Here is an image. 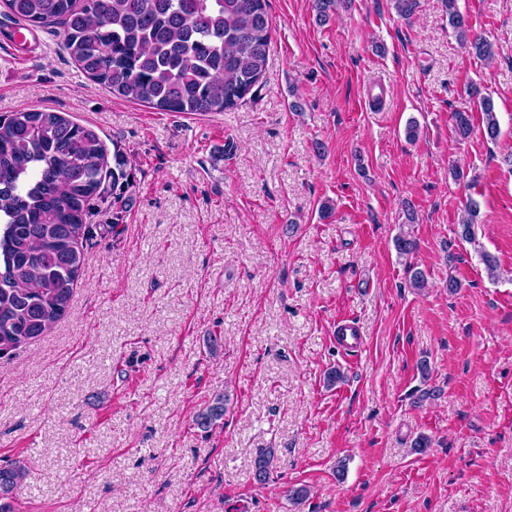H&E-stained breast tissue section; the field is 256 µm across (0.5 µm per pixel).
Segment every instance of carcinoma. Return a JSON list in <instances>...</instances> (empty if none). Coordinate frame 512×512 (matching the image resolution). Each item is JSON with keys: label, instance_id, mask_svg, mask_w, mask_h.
<instances>
[{"label": "carcinoma", "instance_id": "cac0c4a2", "mask_svg": "<svg viewBox=\"0 0 512 512\" xmlns=\"http://www.w3.org/2000/svg\"><path fill=\"white\" fill-rule=\"evenodd\" d=\"M458 0H445L459 40L478 58L492 45L470 34ZM7 16L56 28L64 47L93 81L125 99L165 112H224L263 77L272 25L266 0H0ZM486 138L500 134L491 98L479 95ZM473 116L452 115L460 138ZM106 151L98 135L58 112L31 109L0 121V358L47 333L67 312L93 234L94 201H105ZM128 174L112 170V225L123 219ZM479 203L469 199L458 237L475 238ZM217 395L195 418L222 419ZM28 466L0 465V512H13Z\"/></svg>", "mask_w": 512, "mask_h": 512}]
</instances>
